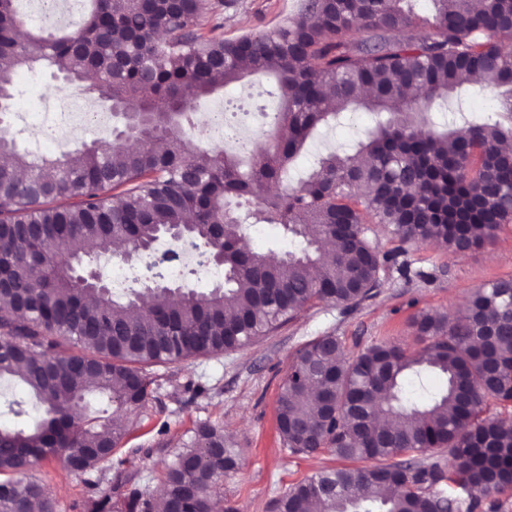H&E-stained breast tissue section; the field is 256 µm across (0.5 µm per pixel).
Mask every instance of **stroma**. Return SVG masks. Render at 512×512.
Instances as JSON below:
<instances>
[{
	"label": "stroma",
	"instance_id": "35a3bbf8",
	"mask_svg": "<svg viewBox=\"0 0 512 512\" xmlns=\"http://www.w3.org/2000/svg\"><path fill=\"white\" fill-rule=\"evenodd\" d=\"M297 4L298 0H234L220 15L221 33L235 39L272 30L295 14ZM15 81L19 92L11 108L10 125L20 148L57 156L100 139V131L94 129L62 132L59 114L65 111L71 92L51 72L23 70ZM272 88L269 80L244 79L199 100L194 120L202 122L218 105L235 113V127L258 129L277 109ZM435 109L438 119L460 125L488 118L496 107L489 91L465 86L448 101L437 102ZM370 125L368 112H345L336 125L315 133L297 161V174H304L313 159L327 151L354 153ZM371 234L381 251L393 256L382 264L371 297L350 308L325 302L306 306L294 320L243 349L148 366L152 398L134 417L110 463L77 474L68 470L60 457L52 456L29 470L28 478L45 486L55 512H91L94 500L108 494L119 503L133 488L156 497L164 470L174 462L188 430L209 420L223 427L225 437L240 448L243 458L240 469L224 478L223 505L235 512H276V500L294 484L341 464L325 449L311 455L291 453L277 432L278 393L303 345L331 335L350 356L383 341L417 350L421 344L410 324L412 316L422 311L456 314L478 288L512 278V223L501 225L480 248L456 255L436 241L401 244L390 228L381 224L372 225ZM150 254L142 253L130 262L105 256L97 268L113 290H139L147 282ZM191 265L196 266L193 253L183 254L169 267L167 280L200 291L223 285V267L196 266L195 274L185 275V267ZM14 400L22 402L25 416L18 418L10 412ZM42 417V406L22 384L9 377L0 379L1 426H31Z\"/></svg>",
	"mask_w": 512,
	"mask_h": 512
}]
</instances>
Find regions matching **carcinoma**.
<instances>
[{
    "label": "carcinoma",
    "instance_id": "cac0c4a2",
    "mask_svg": "<svg viewBox=\"0 0 512 512\" xmlns=\"http://www.w3.org/2000/svg\"><path fill=\"white\" fill-rule=\"evenodd\" d=\"M14 2L0 0L5 101L20 67H48L122 112L138 144L115 136L47 157L19 152L0 131V156L13 162L0 166V378L18 379L44 408L32 428L0 427V512L44 505V485L22 475L59 451L74 473L112 460L125 418L151 399L143 366L242 348L312 302L370 297L388 257L369 225L461 252L512 221V162L501 150L512 142V0L478 10L432 0L433 33L423 36L404 0H301L286 24L236 39L217 34L219 23L203 32L205 11L226 0H86L80 26L22 42ZM246 76L274 79L280 109L244 171L240 153L195 141L183 117ZM474 76L511 124L436 125L432 105ZM359 108L375 124L356 153L330 152L290 178L313 133ZM245 224H280L305 246L282 257L249 250ZM164 235L200 265L221 255L224 286L118 293L81 280L84 258H130ZM412 325L417 352L380 342L351 358L334 336L296 352L278 395L281 439L295 454L326 448L363 466L296 484L279 512H308L313 501L320 512H478L474 489H512V423L484 415L490 400L512 406V279L476 290L453 318L422 312ZM425 370L444 387L413 399L404 379ZM92 394L112 410L86 419ZM435 450L448 464L395 460ZM240 463L220 425L198 422L166 467L162 506L134 490L121 512H168L174 497L190 512H219L221 481Z\"/></svg>",
    "mask_w": 512,
    "mask_h": 512
}]
</instances>
